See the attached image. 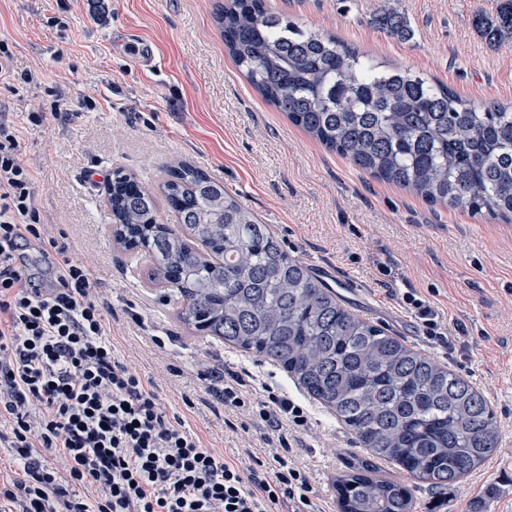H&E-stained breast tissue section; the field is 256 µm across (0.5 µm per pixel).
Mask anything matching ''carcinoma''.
Segmentation results:
<instances>
[{"label": "carcinoma", "mask_w": 512, "mask_h": 512, "mask_svg": "<svg viewBox=\"0 0 512 512\" xmlns=\"http://www.w3.org/2000/svg\"><path fill=\"white\" fill-rule=\"evenodd\" d=\"M216 22L251 87L325 148L430 204L512 223V102L477 105L300 28L268 0H231ZM374 23L414 36L395 10ZM473 27L491 46L512 38V0ZM106 201L115 242L150 259L185 326L281 365L363 445L336 477L340 512H413L411 486L379 475V460L442 488L497 449L495 413L469 380L347 309L224 183L180 162L156 193L118 168Z\"/></svg>", "instance_id": "cac0c4a2"}]
</instances>
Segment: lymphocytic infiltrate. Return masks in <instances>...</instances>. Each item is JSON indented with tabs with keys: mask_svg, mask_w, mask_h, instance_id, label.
Segmentation results:
<instances>
[{
	"mask_svg": "<svg viewBox=\"0 0 512 512\" xmlns=\"http://www.w3.org/2000/svg\"><path fill=\"white\" fill-rule=\"evenodd\" d=\"M32 185L18 130L0 121V429L16 466L0 480V512H319L303 468L274 448L226 461L115 357L94 270L49 247ZM220 396L276 431L308 420L303 405L239 377Z\"/></svg>",
	"mask_w": 512,
	"mask_h": 512,
	"instance_id": "f902f5d3",
	"label": "lymphocytic infiltrate"
}]
</instances>
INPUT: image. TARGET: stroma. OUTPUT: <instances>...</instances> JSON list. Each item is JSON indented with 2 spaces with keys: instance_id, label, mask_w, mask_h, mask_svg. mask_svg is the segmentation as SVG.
<instances>
[{
  "instance_id": "obj_1",
  "label": "stroma",
  "mask_w": 512,
  "mask_h": 512,
  "mask_svg": "<svg viewBox=\"0 0 512 512\" xmlns=\"http://www.w3.org/2000/svg\"><path fill=\"white\" fill-rule=\"evenodd\" d=\"M227 3L0 0V42L12 53L0 73V114L19 130L40 222L94 267L115 355L155 381L169 416L230 458L271 431L225 408L215 389L234 376L257 389H292L271 362L184 326L173 292L149 283L148 258L114 242L105 203L118 167L151 189L180 162L222 181L352 312L448 365L490 402L504 433L492 457L453 490L418 485L415 512H512V469L502 464L512 456V224L429 205L291 124L225 51L215 14ZM269 3L472 102L512 101V40L492 47L472 27L494 0ZM385 10L410 19L413 39L374 24ZM29 112L44 113L43 122H28ZM410 289L447 323L451 347L429 340L401 305ZM307 410V427L283 429L284 454L332 510L334 480L359 447L334 415Z\"/></svg>"
}]
</instances>
